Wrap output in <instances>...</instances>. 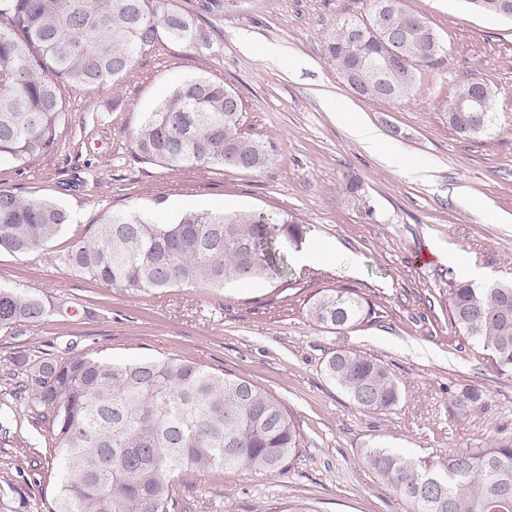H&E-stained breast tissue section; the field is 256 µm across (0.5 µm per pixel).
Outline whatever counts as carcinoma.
I'll return each mask as SVG.
<instances>
[{
    "mask_svg": "<svg viewBox=\"0 0 512 512\" xmlns=\"http://www.w3.org/2000/svg\"><path fill=\"white\" fill-rule=\"evenodd\" d=\"M383 0H374L372 33L360 54L384 49ZM395 23L407 29L408 60L367 79L359 94L397 103L412 93L422 67L434 64L439 41L421 15L396 0ZM194 49L210 46L208 31L171 0H0V163L31 164L72 125L68 97L120 81L139 56L160 41ZM347 22L327 44L342 74L358 65L346 55ZM242 98L222 81L189 77L176 83L133 134L138 159L177 171L183 167L256 172L276 158L274 144L241 130ZM491 117L450 112L464 137L483 134ZM69 222L67 210L44 198L0 189V249H44ZM305 225L293 216L250 210L180 211L150 219L106 215L93 233L59 255L65 267L135 292L234 282L290 284L283 249L299 247ZM74 303L55 305L22 287H0V327L72 317ZM451 324L490 350L512 371V284L452 282ZM312 321L345 329L375 314L353 292L328 288L311 303ZM327 377L359 407L384 411L400 400L397 380L380 361L339 349ZM13 408L51 431L60 481L46 512H176V487L192 473L224 468L283 473L299 448L295 420L275 397L249 380L217 374L175 357L117 363L79 351L70 342L53 358L20 353L4 371ZM369 466L416 503L418 512H512V442L413 460L373 448Z\"/></svg>",
    "mask_w": 512,
    "mask_h": 512,
    "instance_id": "1",
    "label": "carcinoma"
}]
</instances>
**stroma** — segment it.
Masks as SVG:
<instances>
[{"label":"stroma","instance_id":"stroma-1","mask_svg":"<svg viewBox=\"0 0 512 512\" xmlns=\"http://www.w3.org/2000/svg\"><path fill=\"white\" fill-rule=\"evenodd\" d=\"M210 32L196 51L161 42L118 84L69 100L75 131L30 165L0 164V189L56 201L70 222L48 250L0 251V284L43 299L65 296L94 318L51 319L0 330V369L24 350L54 354L66 343L115 360L179 357L246 378L277 397L301 440L286 473L224 469L194 476L189 512H417L366 463L375 446L443 458L512 439V372L448 317V283L461 272L439 251L453 249L485 279L512 281V20L464 0H401L437 35L438 61L422 69L410 99L383 104L340 78L326 47L338 24L369 22L372 0H172ZM276 46L281 64L262 47ZM224 81L244 102L242 130L273 142L275 161L253 173L140 163L132 136L178 80ZM488 85L490 129L466 138L448 105L466 81ZM355 113L384 140L427 167L418 176L359 141L336 116ZM355 193H347L350 178ZM288 212L308 239L334 247L331 265L303 266L287 250L289 287L173 288L139 293L96 283L57 256L88 237L107 213L171 209ZM350 288L373 319L336 332L314 323L312 297ZM353 349L396 376L401 399L384 412L360 409L324 372L330 352ZM469 388L476 405H460ZM31 459L16 478L10 512H43L59 479L47 429L0 418V471Z\"/></svg>","mask_w":512,"mask_h":512}]
</instances>
